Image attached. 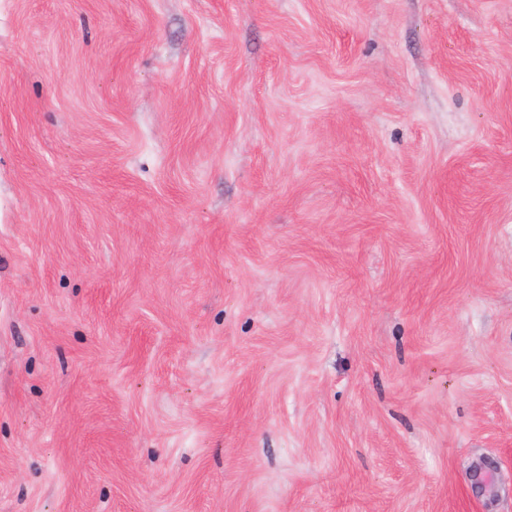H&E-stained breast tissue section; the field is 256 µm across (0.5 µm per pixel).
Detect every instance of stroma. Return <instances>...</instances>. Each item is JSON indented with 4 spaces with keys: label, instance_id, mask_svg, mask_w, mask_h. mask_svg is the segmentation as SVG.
<instances>
[{
    "label": "stroma",
    "instance_id": "35a3bbf8",
    "mask_svg": "<svg viewBox=\"0 0 512 512\" xmlns=\"http://www.w3.org/2000/svg\"><path fill=\"white\" fill-rule=\"evenodd\" d=\"M0 512H512V0H0Z\"/></svg>",
    "mask_w": 512,
    "mask_h": 512
}]
</instances>
